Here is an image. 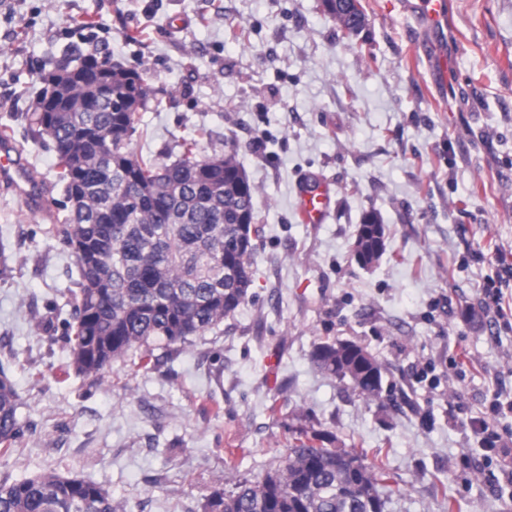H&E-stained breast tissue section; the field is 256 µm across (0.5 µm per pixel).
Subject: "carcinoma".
I'll return each mask as SVG.
<instances>
[{"mask_svg":"<svg viewBox=\"0 0 512 512\" xmlns=\"http://www.w3.org/2000/svg\"><path fill=\"white\" fill-rule=\"evenodd\" d=\"M348 37L366 26L350 0H321ZM77 65L63 85L42 87L24 119L35 140H48L62 186L64 222L54 236L71 251L79 273L71 319L65 321L68 367L96 384L130 354L146 368L155 351L179 353L219 327L251 297L254 283L257 187L236 145L205 156L194 139L171 163L137 155L132 138L151 100L143 73L108 56L67 55ZM112 63V80L103 66ZM385 236L377 213L358 225L351 251L375 264L373 233ZM312 359L326 375L349 379L358 395L381 399L384 367L363 346L323 341ZM20 395L0 366V449L23 437ZM320 432L301 431L282 464L257 481L224 492L217 480L202 512H384L386 470L355 451L319 445ZM0 512H124L103 486L43 469L0 481Z\"/></svg>","mask_w":512,"mask_h":512,"instance_id":"1","label":"carcinoma"}]
</instances>
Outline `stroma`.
<instances>
[{
  "label": "stroma",
  "instance_id": "obj_1",
  "mask_svg": "<svg viewBox=\"0 0 512 512\" xmlns=\"http://www.w3.org/2000/svg\"><path fill=\"white\" fill-rule=\"evenodd\" d=\"M405 0H360L350 39L319 0H0V130L44 191L26 207L0 185V365L24 436L0 480L54 469L103 485L125 512H201L216 482L276 468L298 430L385 464L384 512H512L487 478L471 418L512 400V331L484 286L512 262V0H449L432 37ZM140 40H126L131 30ZM143 70L136 153L174 161L238 148L258 188L252 296L190 350L99 384L66 374L63 323L78 269L49 235L63 223L56 157L23 119L41 71L71 47ZM335 191L302 223L309 177ZM386 226L372 268L351 254L366 212ZM46 328H38V321ZM357 342L385 367L381 400L326 376L311 352Z\"/></svg>",
  "mask_w": 512,
  "mask_h": 512
}]
</instances>
